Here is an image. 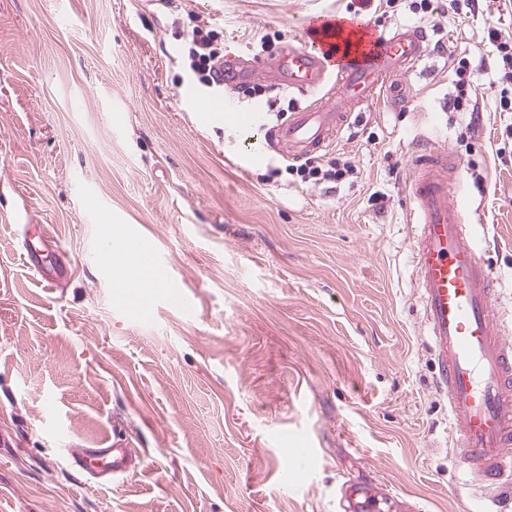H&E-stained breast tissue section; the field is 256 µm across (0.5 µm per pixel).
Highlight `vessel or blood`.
Returning <instances> with one entry per match:
<instances>
[{"label":"vessel or blood","mask_w":512,"mask_h":512,"mask_svg":"<svg viewBox=\"0 0 512 512\" xmlns=\"http://www.w3.org/2000/svg\"><path fill=\"white\" fill-rule=\"evenodd\" d=\"M365 47L338 49L336 21L318 15L308 22L301 46L289 47L273 67L258 60L224 62L222 85L243 91L259 76L309 98L287 123L268 128L270 147L284 157L305 159L326 151L367 101L388 95L406 98L397 77L413 71L424 56L426 34L402 27L378 35L363 27ZM215 116L231 113L245 132L259 124L257 112L218 98L208 103ZM463 163L445 147H418L406 185L412 258L428 347L436 366L435 387L448 400V438L458 466L473 483L499 493L512 491V314L499 300L498 281L473 235V216L455 201ZM130 448H96L89 464L107 462L111 474L134 461ZM338 512H423L388 485L346 481Z\"/></svg>","instance_id":"b4317fda"}]
</instances>
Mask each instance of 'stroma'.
Listing matches in <instances>:
<instances>
[{"instance_id": "35a3bbf8", "label": "stroma", "mask_w": 512, "mask_h": 512, "mask_svg": "<svg viewBox=\"0 0 512 512\" xmlns=\"http://www.w3.org/2000/svg\"><path fill=\"white\" fill-rule=\"evenodd\" d=\"M312 15L431 39L407 106L369 102L343 130L339 182H300L201 111L229 90L184 59L198 24L224 56L274 62ZM491 27L512 36V0H0V512H336L347 480L481 512L433 385L404 187L419 141L464 159L457 200L512 309V80ZM462 52L472 107L455 111ZM234 102L272 126L308 99ZM108 226L147 242L189 306L135 320L100 263ZM118 438L134 468L82 470L77 449Z\"/></svg>"}]
</instances>
